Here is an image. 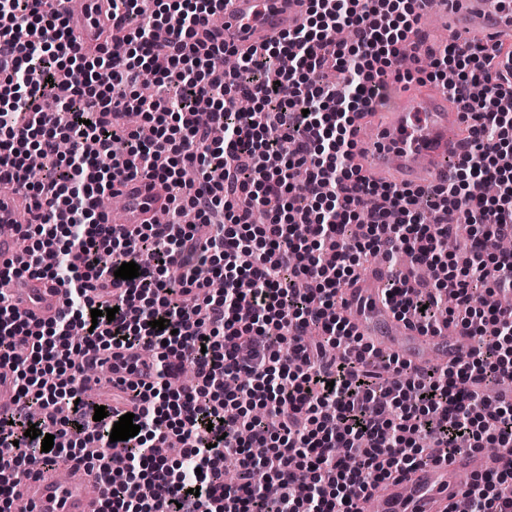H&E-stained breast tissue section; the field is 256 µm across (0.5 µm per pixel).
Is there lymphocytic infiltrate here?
Segmentation results:
<instances>
[{
	"label": "lymphocytic infiltrate",
	"mask_w": 512,
	"mask_h": 512,
	"mask_svg": "<svg viewBox=\"0 0 512 512\" xmlns=\"http://www.w3.org/2000/svg\"><path fill=\"white\" fill-rule=\"evenodd\" d=\"M60 2L0 0V190L26 200L20 231L31 243L25 260L0 262V367L16 399L0 412V466L64 458L94 470L100 512H155L159 500L166 512H361L380 485L488 440L500 464L472 479L453 512H512V392L484 396L512 380V308L479 302L512 293V256L497 247L512 238V168L498 163L512 150V113L498 109L506 89L491 81L489 48L422 49L421 0H307L299 27L228 71L223 34L209 32L204 52L198 39L224 0H109L126 50L88 61ZM341 27L350 44L327 50ZM408 49L425 52L427 81L446 84L471 138L428 190L381 185L346 163L356 119ZM146 80L148 97L137 91ZM243 97L252 111L238 112ZM132 112L143 119L134 130ZM33 153L44 161L35 182ZM136 177L164 185L171 221L104 224L97 195ZM487 180L496 196L480 193ZM459 217L469 231L450 253ZM367 252L409 258L407 271L390 270L384 300L424 335L459 317L474 341L466 357L413 369L350 333L344 291ZM130 261L138 277L117 278ZM202 264L221 292L205 293ZM22 277L62 289L55 317L33 324L12 304L2 286ZM111 307L114 320L91 315ZM160 318L164 329H152ZM89 344L139 377L99 421L82 400ZM128 413L140 431L117 459L110 433ZM76 426L84 444L63 447ZM173 433L184 448L175 466L160 452ZM46 434L56 442L47 452ZM231 458L238 478L224 484L210 462ZM268 483L279 490L271 500Z\"/></svg>",
	"instance_id": "obj_1"
}]
</instances>
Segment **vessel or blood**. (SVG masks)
<instances>
[{
  "instance_id": "obj_1",
  "label": "vessel or blood",
  "mask_w": 512,
  "mask_h": 512,
  "mask_svg": "<svg viewBox=\"0 0 512 512\" xmlns=\"http://www.w3.org/2000/svg\"><path fill=\"white\" fill-rule=\"evenodd\" d=\"M452 18L448 38L458 42H478L486 46L512 40V5L505 0H435ZM305 11L304 0H226L224 41L245 50L294 30ZM71 36L82 55H98L105 44L104 32L112 25L108 0H80L78 10L69 13ZM383 96L394 97L392 106L373 105L371 117L359 120L358 130L373 127L376 137L361 142L350 164L374 180L395 187L428 188L448 177L450 158L462 148L452 136L462 118L449 108L448 92L436 88L415 97L405 84L388 82ZM115 191L124 203V221L143 224L166 204L161 184L143 179H125ZM15 195L0 193V259L16 255L20 236ZM387 273L373 268L364 281L347 291L346 313L354 334L382 352L398 356L421 368L436 355L452 361L464 356L469 347L449 342L438 334L432 345L418 341L419 332L409 322L397 318L390 305L382 302L380 290ZM8 290L18 309L34 320L53 317L62 307L60 288L39 280L13 281ZM496 459L477 452H462L444 463H431L403 474L379 493V512H448L461 494L450 482V471L476 476L496 467ZM29 512H98L99 496L90 483H59L44 474L19 479Z\"/></svg>"
}]
</instances>
